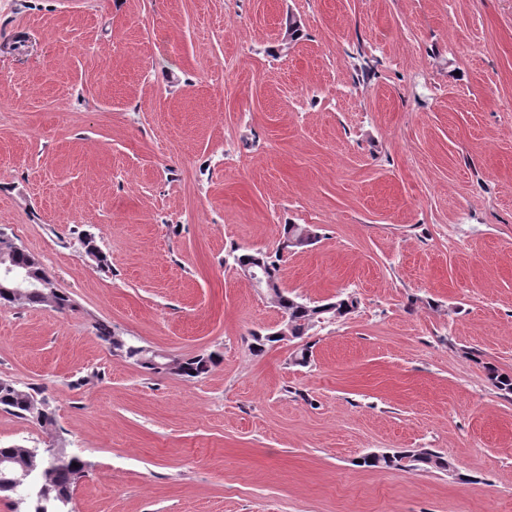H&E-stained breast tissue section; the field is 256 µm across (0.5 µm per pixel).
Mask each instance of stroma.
<instances>
[{
  "mask_svg": "<svg viewBox=\"0 0 512 512\" xmlns=\"http://www.w3.org/2000/svg\"><path fill=\"white\" fill-rule=\"evenodd\" d=\"M287 224L282 288L358 300L305 367L231 258ZM0 232L73 301L0 305L55 417L0 446L86 461L73 512H512V0H0ZM96 329L98 336L108 342L114 351L132 360L151 373L167 372L183 378L195 379L207 374L219 359V355L216 353L199 354L187 358H173L170 359V361L174 362V367L163 370L159 367L162 363L163 356L157 355L155 352L143 346L127 342L115 336L105 323H99ZM414 452V450L403 448L402 450H395L387 454L366 455L362 457L363 463H360V466L388 470L409 467L411 469H435L448 471L450 475H453V470L450 469L453 464L439 453L429 450L419 451L418 454H414Z\"/></svg>",
  "mask_w": 512,
  "mask_h": 512,
  "instance_id": "35a3bbf8",
  "label": "stroma"
}]
</instances>
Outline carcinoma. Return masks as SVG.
<instances>
[{"mask_svg":"<svg viewBox=\"0 0 512 512\" xmlns=\"http://www.w3.org/2000/svg\"><path fill=\"white\" fill-rule=\"evenodd\" d=\"M307 235L309 242L317 239V233L311 227L301 224H287L284 226L283 241L276 253L271 255L265 252H246L233 255V263L236 267L246 263H252L260 258L264 260L265 280L278 288L279 285V262L282 253L291 247V241ZM6 250L10 255V263L25 274L35 284L46 282L45 287L27 288L22 293L0 290V304H22L39 305L53 311L62 312L72 307L70 296L57 288L53 281L46 275L42 265L34 255L23 248H13L12 240L0 233V250ZM357 298L351 294L340 293L326 303L314 305L305 302L286 292L278 294L276 306L287 317L291 324V339H303L312 329L311 316L319 312L320 316L331 318H343L355 311ZM98 336L108 342L112 349L142 368L152 372L161 373L163 356L130 342H127L112 334L109 326L105 323L97 325ZM219 355L216 353L199 354L192 357L174 358V367L168 372L187 379H195L207 374L216 364ZM488 377L492 384L504 394H512V375L501 373L496 368L487 367ZM0 410L7 411L14 416L32 421L47 429L54 425V417L45 399L39 397L37 390L25 391L18 388L12 381L0 379ZM25 447L12 445L0 447V458L12 459L11 467L6 471L10 487H0V493L10 494L11 488L16 487L23 490L26 487V480L31 476H40L42 485L48 487L50 495L47 497H35L33 512H67L70 504L71 487L84 473L87 463L78 456H69L60 453V462L47 469H31L32 462H24ZM361 466L379 469H435L440 471L448 470L452 463L444 456L433 451H421L414 453L406 448L395 450L387 454L366 455L362 457Z\"/></svg>","mask_w":512,"mask_h":512,"instance_id":"1","label":"carcinoma"}]
</instances>
